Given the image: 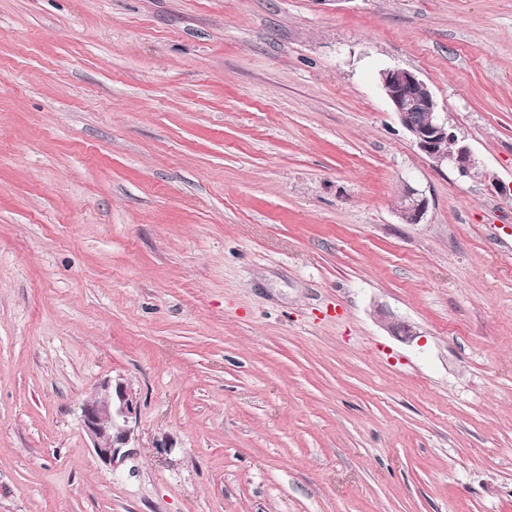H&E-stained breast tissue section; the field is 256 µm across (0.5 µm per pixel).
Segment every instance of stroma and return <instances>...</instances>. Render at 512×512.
I'll return each mask as SVG.
<instances>
[{
	"instance_id": "35a3bbf8",
	"label": "stroma",
	"mask_w": 512,
	"mask_h": 512,
	"mask_svg": "<svg viewBox=\"0 0 512 512\" xmlns=\"http://www.w3.org/2000/svg\"><path fill=\"white\" fill-rule=\"evenodd\" d=\"M0 512H512V0H0ZM379 82L393 112L420 151L437 165H450L461 176L475 172L477 159L438 112L426 81L407 69L386 68L380 71ZM428 207L427 199L416 190L408 189L401 199L400 216L407 224H418L422 221ZM136 415V397L123 382L102 381L95 397L83 404L82 427L93 442V454L104 466L117 468L127 455Z\"/></svg>"
}]
</instances>
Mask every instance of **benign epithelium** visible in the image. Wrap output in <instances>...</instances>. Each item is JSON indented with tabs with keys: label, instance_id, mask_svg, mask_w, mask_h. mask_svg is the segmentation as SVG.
<instances>
[{
	"label": "benign epithelium",
	"instance_id": "1",
	"mask_svg": "<svg viewBox=\"0 0 512 512\" xmlns=\"http://www.w3.org/2000/svg\"><path fill=\"white\" fill-rule=\"evenodd\" d=\"M379 82L393 112L420 151L438 165L451 166L461 176L475 172L477 159L438 112V103L426 81L407 69L386 68L380 71ZM427 207V199L409 189L401 199L400 216L407 224H418ZM380 318L396 335H417L414 326L386 312ZM135 415L136 397L120 381H102L95 397L83 404L82 427L101 464L115 469L124 461L134 435Z\"/></svg>",
	"mask_w": 512,
	"mask_h": 512
}]
</instances>
